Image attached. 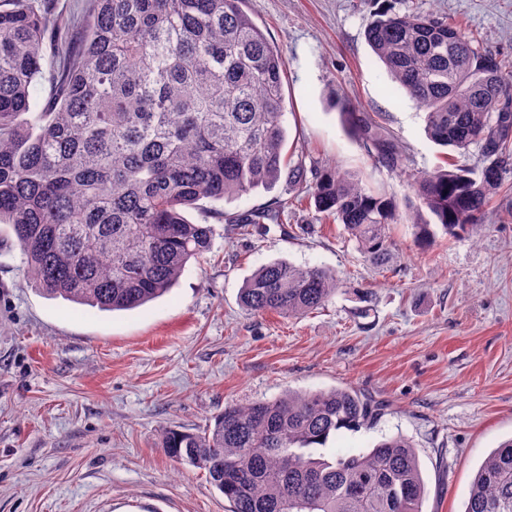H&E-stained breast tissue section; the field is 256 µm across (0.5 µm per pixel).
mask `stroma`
Listing matches in <instances>:
<instances>
[{"label":"stroma","mask_w":512,"mask_h":512,"mask_svg":"<svg viewBox=\"0 0 512 512\" xmlns=\"http://www.w3.org/2000/svg\"><path fill=\"white\" fill-rule=\"evenodd\" d=\"M286 57L289 159L382 188L398 207L442 162L424 113L377 61L375 11L435 12L512 58V0H244ZM366 112L408 159L390 170L341 116ZM307 184L221 202L212 250L163 297L109 313L41 295L19 257L0 254V512H230L204 473L161 446L168 427L206 428L225 404L352 387L382 403L370 427L331 437L325 454L403 435L418 455L422 512H464L485 458L512 438V170L479 236L437 233L419 247L389 227L392 258L362 257L325 221ZM285 199L286 224L249 230L226 216ZM284 260L334 271L341 291L300 317L256 314L240 290Z\"/></svg>","instance_id":"35a3bbf8"}]
</instances>
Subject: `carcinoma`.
Returning <instances> with one entry per match:
<instances>
[{"instance_id": "cac0c4a2", "label": "carcinoma", "mask_w": 512, "mask_h": 512, "mask_svg": "<svg viewBox=\"0 0 512 512\" xmlns=\"http://www.w3.org/2000/svg\"><path fill=\"white\" fill-rule=\"evenodd\" d=\"M244 0H82L63 20L54 0H0V224L24 276L45 296L102 311L161 297L212 247L214 228L184 209L220 203L304 168L285 153L286 59ZM365 38L393 82L424 112L446 158L413 177L410 223L420 246L436 232L476 233L512 168V63L433 14L381 10ZM48 81L44 102L31 89ZM349 126L391 169L404 155L371 116L342 105ZM363 257L390 258L394 201L333 167L308 189ZM288 203L230 224L283 223ZM336 274L277 260L241 291L257 313L301 316L336 295ZM380 404L346 387L228 403L202 431L162 432L165 453L205 472L231 512H421L414 444L402 435L329 458L342 430L373 425ZM465 512H512V439L480 466Z\"/></svg>"}]
</instances>
